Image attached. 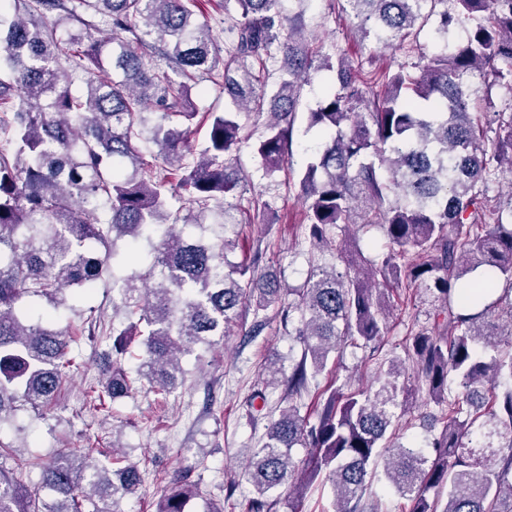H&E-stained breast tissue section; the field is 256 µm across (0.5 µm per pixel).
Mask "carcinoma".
Masks as SVG:
<instances>
[{"instance_id":"1","label":"carcinoma","mask_w":512,"mask_h":512,"mask_svg":"<svg viewBox=\"0 0 512 512\" xmlns=\"http://www.w3.org/2000/svg\"><path fill=\"white\" fill-rule=\"evenodd\" d=\"M284 2L224 0L221 46L192 21L198 0H0V424L48 409L74 364L54 313L18 305L31 295L63 305L110 273L113 314L130 324L112 329V371L90 392L112 400L142 382L169 395L185 380L183 355L249 315L256 331L272 307L299 337L300 358L271 381L284 385L288 408L270 418L246 467L247 512H272L280 490L299 512L318 480L330 484L334 512H380L368 491L381 475L409 512H512V342L501 339L512 336V188L500 191L512 173V98L491 114L474 105L495 86L512 95V0H336L374 44H407L411 61L394 73L339 51L315 62L297 42L302 12ZM48 13L53 26L42 22ZM98 16L110 33L95 39ZM152 50L165 66L147 60ZM324 71L335 83L307 112L304 133L317 140L294 182L311 260L300 286L283 287L263 264L260 236L249 257L226 260L239 246L237 215L272 209L263 194L246 195L237 155L249 145L268 178L292 166L300 95ZM262 72L276 75L268 110L254 87ZM200 74L224 82L231 102L208 113L195 153ZM249 120L263 126L255 140ZM209 213L224 226L218 241L184 235ZM373 226L387 243L369 260L345 237ZM478 268L486 279H468ZM392 284L432 296L430 322L409 328L378 388L332 379L311 390L330 352L382 342ZM498 290L495 315L484 300ZM129 336L139 337L133 375L122 365ZM418 401L439 412L432 455L396 432ZM8 456L0 442V512L98 502L119 512L143 481L116 451L108 465L63 451L37 464L31 489ZM196 494L176 475L157 512H186Z\"/></svg>"}]
</instances>
